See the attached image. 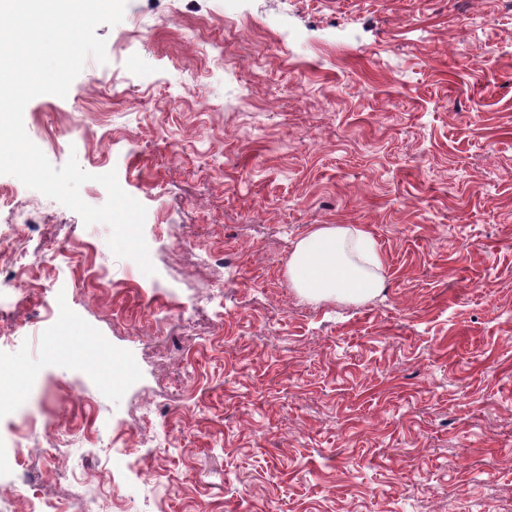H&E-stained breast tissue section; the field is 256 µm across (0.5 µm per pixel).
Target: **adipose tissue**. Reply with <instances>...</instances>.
Returning <instances> with one entry per match:
<instances>
[{
	"label": "adipose tissue",
	"instance_id": "1",
	"mask_svg": "<svg viewBox=\"0 0 512 512\" xmlns=\"http://www.w3.org/2000/svg\"><path fill=\"white\" fill-rule=\"evenodd\" d=\"M385 264L372 234L353 224L314 226L296 244L288 262L294 288L311 301H364L384 289Z\"/></svg>",
	"mask_w": 512,
	"mask_h": 512
}]
</instances>
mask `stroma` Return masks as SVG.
I'll return each instance as SVG.
<instances>
[{"label": "stroma", "mask_w": 512, "mask_h": 512, "mask_svg": "<svg viewBox=\"0 0 512 512\" xmlns=\"http://www.w3.org/2000/svg\"><path fill=\"white\" fill-rule=\"evenodd\" d=\"M96 34L106 63L32 99L24 126L55 167L116 172L156 273L115 257L108 225L0 175L36 216L0 220V246L55 247L42 282L77 300L57 316L31 281H0V448L30 414L41 447L73 444L68 480L39 497L512 512V7L127 0ZM317 224L370 230L380 296L293 288ZM92 433L112 457L87 472Z\"/></svg>", "instance_id": "stroma-1"}]
</instances>
